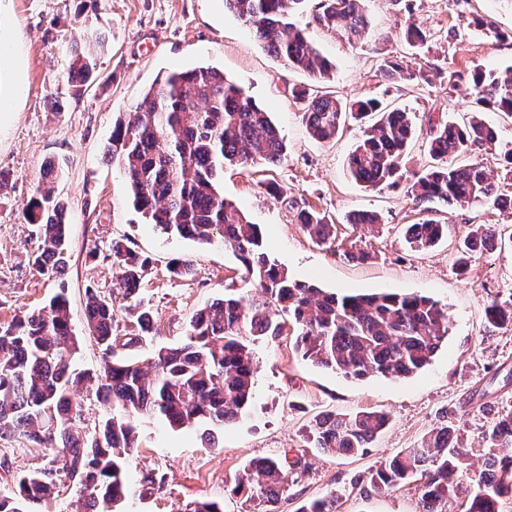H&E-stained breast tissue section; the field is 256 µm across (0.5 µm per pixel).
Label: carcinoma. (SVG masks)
Instances as JSON below:
<instances>
[{"label":"carcinoma","instance_id":"1","mask_svg":"<svg viewBox=\"0 0 512 512\" xmlns=\"http://www.w3.org/2000/svg\"><path fill=\"white\" fill-rule=\"evenodd\" d=\"M307 0H224L225 11L242 20L270 53L291 68L305 72L310 84L293 91L303 103V119L316 140L333 139L349 120L365 125L362 138L347 157L348 174L367 187L393 186L401 179L405 151L415 131L411 113L390 107L375 97L343 101L322 90L332 63L291 21ZM365 0H319L312 23L327 34L363 47L382 38L372 26ZM409 46L421 48L428 35L410 26ZM96 68L93 51L76 52L67 74L76 88ZM448 90L474 105L466 122H429V164L410 187L412 201L424 214L407 228L406 241L416 249L435 246L448 224L433 215L440 209L482 205L502 207L508 195L482 167L459 165L455 158L476 146H494L498 136L478 117L488 109L512 115V66L436 70ZM376 77L400 88L429 83L424 70H411L394 56L379 61ZM285 144L271 112L260 106L224 71L208 64L160 75L112 130L107 154L123 170L134 207L162 233L199 244L224 240L252 282L254 292L227 294L199 310L185 340L162 346L148 357V369L115 357L112 302L88 294L85 328L102 348L104 366L99 393L112 403L113 413L92 436L74 429L77 398L89 376L73 369L80 341L70 328L69 301L57 294L36 311L0 323V437L24 438L27 449L51 458L55 471L78 480L83 512H122L129 494L127 463L136 448L143 419H161L174 430L205 422L215 428L236 419L254 385L253 343L282 334L284 323L273 319L280 307L296 329L295 349L314 365L350 379L384 376L408 378L428 365L448 336L441 305L414 294L347 295L325 291L300 281L271 260L260 226L224 198V166L275 167ZM43 242L34 264L43 274H64L67 211L44 190L23 210ZM303 231L315 242H336V225L316 210L298 215ZM353 227L374 226L379 216L355 211ZM495 230L484 228L479 238L465 241L457 259L463 271L470 253L494 242ZM118 266L117 284L125 299L137 292L147 266L125 244L112 243ZM487 320L512 322V308L493 304ZM386 418L375 412L323 416L311 422L309 442L332 454L363 453L384 428ZM485 467L466 512H500L512 499V414L498 419L484 434ZM454 432L444 423L419 448H411L381 465L372 475L377 491H389L418 476L422 480L418 512H446L454 477L464 455ZM300 461L286 457L258 459L245 468L240 484L251 497L277 502L271 490L284 488L285 472ZM58 493L51 473L37 469L19 476L16 492L0 495V512H28L26 507ZM338 495L331 492L312 501L302 512H336ZM177 512H223L220 505L197 499Z\"/></svg>","mask_w":512,"mask_h":512}]
</instances>
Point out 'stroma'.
Masks as SVG:
<instances>
[{
  "mask_svg": "<svg viewBox=\"0 0 512 512\" xmlns=\"http://www.w3.org/2000/svg\"><path fill=\"white\" fill-rule=\"evenodd\" d=\"M365 7L386 42L356 48L311 22L310 12L294 17L311 42L335 64L326 88L340 98H384L411 112L417 134L406 153L397 185L366 188L347 175L348 153L362 137L348 123L335 139L311 137L301 105L291 90L309 82L255 40L244 22L225 13L223 0H0V322L42 308L65 291L71 328L81 341L74 366L98 373L103 357L85 330L88 293L111 299L112 335L119 356L146 360L161 345L180 344L192 316L232 289H249L234 252L222 241L200 245L166 235L148 224L132 205L122 170L104 154L115 123L161 74L200 63L223 70L270 112L285 143L278 167L228 166L225 198L259 224L269 256L297 278L338 293L396 292L438 301L448 313V338L415 376L353 380L315 366L296 352L291 328L261 340L253 351L258 369L252 398L239 418L200 439L196 427L171 429L160 420L142 424L139 447L128 462L132 495L125 512H176L204 498L224 512H263L238 480L251 462L284 454L302 456L304 467L288 471L276 512H298L328 492L339 496V512H418V487L409 483L375 491L371 475L390 457L420 447L431 431L448 423L468 457L456 475L447 512H464L484 468L483 434L500 416L512 414V324L494 325L485 313L493 304L512 307V209L487 206L448 214V235L425 251L404 239L416 223L407 189L430 162L426 147L429 116L462 120L467 100L448 94L444 84L403 91L375 76L380 53L398 56L410 68L512 65V0H366ZM492 20L504 32L499 41L477 26ZM416 25L431 36L420 52L403 34ZM100 34L97 73L81 96L65 93L74 40ZM487 125L500 144L460 156L501 177V144L512 142V118L487 110ZM57 177L55 193L65 204L69 268L63 278L41 274L32 256L41 245L23 219V209L44 185L46 166ZM314 208L331 218L349 257L314 243L297 216ZM356 210L380 217L375 227L353 228L346 217ZM497 225L494 246L473 253L466 270L456 265L464 240L481 224ZM147 257L139 291L123 299L112 265L114 241ZM368 252L357 260V252ZM188 260L190 276L174 275V261ZM154 319L149 336L127 339L140 310ZM383 413L386 427L362 455L322 452L306 440L310 421L324 414ZM0 492H11L17 476L46 467V458L26 450L20 438L0 439Z\"/></svg>",
  "mask_w": 512,
  "mask_h": 512,
  "instance_id": "1",
  "label": "stroma"
}]
</instances>
